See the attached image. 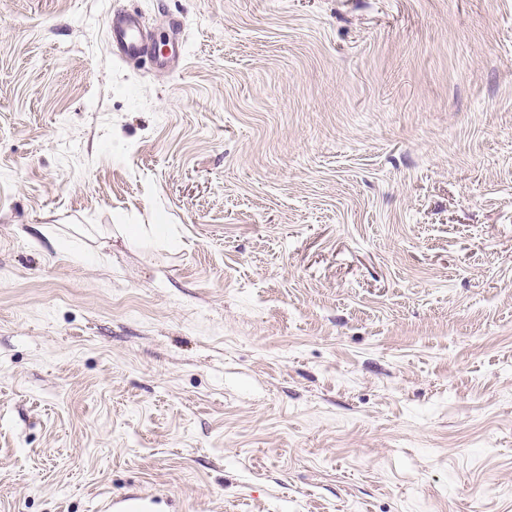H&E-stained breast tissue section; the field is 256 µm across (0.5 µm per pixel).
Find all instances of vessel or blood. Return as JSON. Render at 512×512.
<instances>
[{"instance_id":"b4317fda","label":"vessel or blood","mask_w":512,"mask_h":512,"mask_svg":"<svg viewBox=\"0 0 512 512\" xmlns=\"http://www.w3.org/2000/svg\"><path fill=\"white\" fill-rule=\"evenodd\" d=\"M112 54L122 62H134L155 69L170 67L180 55V24L171 20L166 44L167 51H159L154 41L148 39L137 15L115 12L110 23Z\"/></svg>"}]
</instances>
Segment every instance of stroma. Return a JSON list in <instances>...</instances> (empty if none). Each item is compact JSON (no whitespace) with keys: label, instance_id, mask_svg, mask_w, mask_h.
Wrapping results in <instances>:
<instances>
[{"label":"stroma","instance_id":"35a3bbf8","mask_svg":"<svg viewBox=\"0 0 512 512\" xmlns=\"http://www.w3.org/2000/svg\"><path fill=\"white\" fill-rule=\"evenodd\" d=\"M129 495L512 512V0H0V512ZM167 41L168 52L163 53L157 48V43L148 39L142 31L137 15L117 11L112 15L110 23L112 54L122 62H134L148 65L151 68H169L173 60L180 56V24L170 18Z\"/></svg>","mask_w":512,"mask_h":512}]
</instances>
